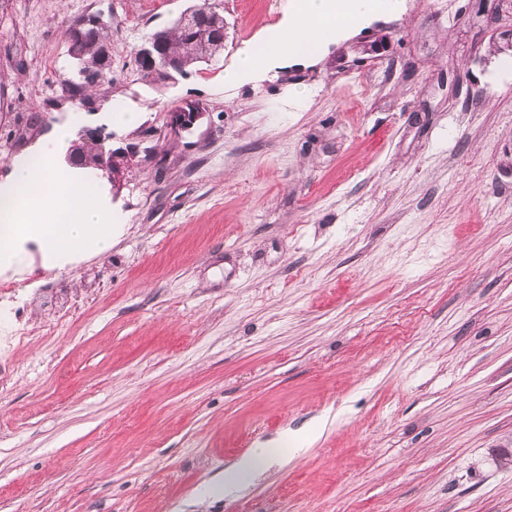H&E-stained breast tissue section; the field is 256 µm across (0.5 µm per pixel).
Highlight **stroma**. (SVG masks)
<instances>
[{"mask_svg":"<svg viewBox=\"0 0 512 512\" xmlns=\"http://www.w3.org/2000/svg\"><path fill=\"white\" fill-rule=\"evenodd\" d=\"M294 2L209 0L223 54L151 86L137 49L200 0H0V181L71 118L136 152L108 258L0 272V512H512V7L404 0L225 85ZM91 14L88 109L60 76ZM111 24L112 20L105 22L101 16L94 15L92 19L75 21L71 33L72 36H80L88 25L99 28L96 32L73 40L70 44L66 37L67 55L74 62L75 68L63 78L61 90L70 98L73 88L76 89L81 95L78 101L81 105L88 102L89 91L97 87V84L112 81L110 62L105 51L112 38V27H108ZM98 76L101 79L96 82ZM271 453L272 450L269 448H258L240 459L228 476L224 477L225 494L235 492L241 486L244 478L254 472L262 462L269 458Z\"/></svg>","mask_w":512,"mask_h":512,"instance_id":"35a3bbf8","label":"stroma"}]
</instances>
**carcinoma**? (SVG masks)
Returning <instances> with one entry per match:
<instances>
[{
  "label": "carcinoma",
  "mask_w": 512,
  "mask_h": 512,
  "mask_svg": "<svg viewBox=\"0 0 512 512\" xmlns=\"http://www.w3.org/2000/svg\"><path fill=\"white\" fill-rule=\"evenodd\" d=\"M154 36L163 39L167 57L175 62L176 72L183 76L188 68L205 59H210L224 50L223 34L212 23L205 22L192 31H184L173 25ZM112 38V28L103 27L67 45V55L75 68L63 78L61 90L69 95L77 91L84 105L90 98L89 91L97 87L96 78L112 80L110 62L105 47Z\"/></svg>",
  "instance_id": "carcinoma-1"
}]
</instances>
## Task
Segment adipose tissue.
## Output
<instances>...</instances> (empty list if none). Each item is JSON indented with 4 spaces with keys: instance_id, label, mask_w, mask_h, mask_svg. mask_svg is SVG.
<instances>
[{
    "instance_id": "adipose-tissue-1",
    "label": "adipose tissue",
    "mask_w": 512,
    "mask_h": 512,
    "mask_svg": "<svg viewBox=\"0 0 512 512\" xmlns=\"http://www.w3.org/2000/svg\"><path fill=\"white\" fill-rule=\"evenodd\" d=\"M368 0H358L350 15L336 13V0H303L298 9L289 12L283 26L269 36L270 48L260 53L243 49L235 62L225 69L224 82L237 85L258 79L270 67L281 62H308L332 40L355 30L372 11Z\"/></svg>"
}]
</instances>
